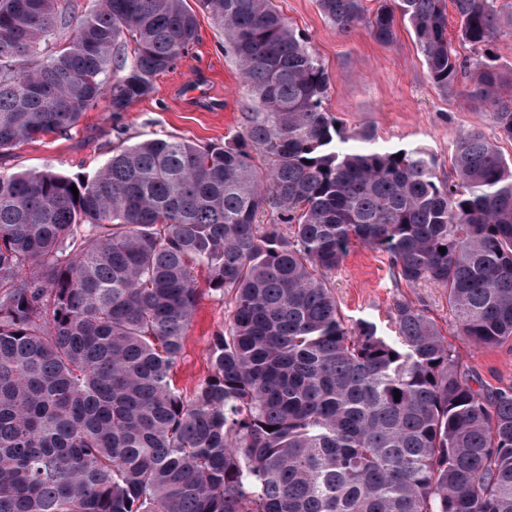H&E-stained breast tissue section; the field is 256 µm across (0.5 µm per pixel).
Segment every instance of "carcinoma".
Segmentation results:
<instances>
[{
    "mask_svg": "<svg viewBox=\"0 0 512 512\" xmlns=\"http://www.w3.org/2000/svg\"><path fill=\"white\" fill-rule=\"evenodd\" d=\"M184 2L0 0V156L148 97L196 40ZM199 2L250 92L242 131L156 135L82 179L0 170V512H512V385L474 386L406 300L389 335L347 322L327 279L380 250L395 282L448 291L470 344L512 340V160L468 130L441 181L421 148L345 134L273 0ZM317 2L381 44L408 20L434 84L472 71L461 96L512 141L494 0H451L469 60L446 0ZM200 272L228 309L187 396ZM446 1L448 8V38L452 41L453 46L456 48L458 55L461 58H476L477 55L481 54L482 52L460 41L458 36V16L456 15L455 9L449 0Z\"/></svg>",
    "mask_w": 512,
    "mask_h": 512,
    "instance_id": "1",
    "label": "carcinoma"
}]
</instances>
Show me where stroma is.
Segmentation results:
<instances>
[{"instance_id":"1","label":"stroma","mask_w":512,"mask_h":512,"mask_svg":"<svg viewBox=\"0 0 512 512\" xmlns=\"http://www.w3.org/2000/svg\"><path fill=\"white\" fill-rule=\"evenodd\" d=\"M198 19V39L170 71L157 76L154 92L127 111L112 112L107 101L91 107L65 134L26 141L0 158V169L38 171L50 166L77 176L93 173L114 149L166 134L198 145L223 143L241 131L250 97L242 75L224 49V36L198 0H186ZM290 26L309 41L330 77L323 102L346 130L371 128L377 146L420 147L434 159L439 179L451 175V148L460 133L476 128L512 158V142L499 138L485 110L466 108L457 91L432 81L409 23L396 22V38L384 45L366 27L340 34L320 12L317 0H275ZM344 315L384 323L395 299L424 308L455 345L461 362L493 389L512 383V341L482 349L458 336L448 293L431 283L395 285L385 253L354 246L329 275ZM222 298L201 287L180 361L172 380L191 394L211 366L208 349L223 330Z\"/></svg>"}]
</instances>
